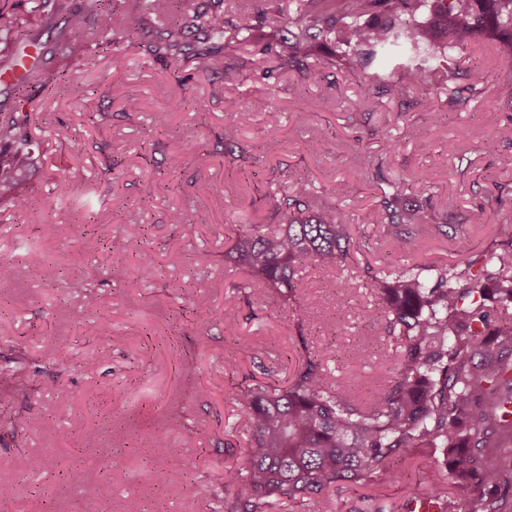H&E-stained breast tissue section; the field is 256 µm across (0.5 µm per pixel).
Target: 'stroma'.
Returning a JSON list of instances; mask_svg holds the SVG:
<instances>
[{
  "mask_svg": "<svg viewBox=\"0 0 512 512\" xmlns=\"http://www.w3.org/2000/svg\"><path fill=\"white\" fill-rule=\"evenodd\" d=\"M238 54L247 62L239 73L202 76L190 62L132 46L75 80L27 87L37 146L16 191L44 210L45 221L27 223L0 204V264L14 269L0 287V389L9 384L5 371L23 366L29 390L4 413L35 423L0 429V480L17 485L0 512H124L135 497L146 512H213L218 465L240 463L249 441L229 390L269 371L285 380L303 352L325 349L327 371L352 378L355 399L368 400L396 368L405 340L365 323V311L379 302L366 267L382 276L449 266L464 253L490 254L503 240L501 222L512 215V141L499 131L512 123V101L496 97L493 87L512 68L493 45L479 38L440 57L449 80L403 96L387 90L394 78L389 61H374L361 83L343 63L326 64L314 84L305 70H272L255 45L242 44ZM474 71L483 73V86L469 103L457 102L456 88ZM164 83L174 86L165 98L158 94ZM129 97L139 101L137 112L124 110ZM272 97L280 106L274 115L267 108ZM242 103L249 117L229 167L224 125L236 120ZM187 139L196 142L199 160L183 155ZM113 160L122 183L116 197L107 172ZM59 165L67 166L69 180L48 181ZM420 170L429 182L418 194L439 217L481 209L485 219L445 234L421 227L424 252H399L379 224L377 187ZM300 180L312 184L315 209L351 212L366 235L344 268L303 270L300 307L283 308L275 295L246 304L224 273V252L244 222L268 224L270 193ZM339 182L345 192L336 198L328 188ZM148 183L153 192L146 197ZM177 208L198 227L193 241L168 222ZM89 212L107 239L121 237L124 225L143 226L144 239L125 264L82 250ZM175 250L186 254L178 265L168 260ZM143 267L153 280L139 279ZM55 276L71 288L54 287ZM82 320L107 326L87 336L78 328ZM90 353L95 363L87 368ZM228 355L238 359V372L225 371ZM64 410L96 430L94 447L67 444ZM49 415L58 418L56 431L36 424ZM159 435L175 462L150 458ZM116 452L125 455L126 477L111 484L101 470ZM446 462L443 450L409 449L393 472L332 492L329 512H410L429 492L426 473L446 476Z\"/></svg>",
  "mask_w": 512,
  "mask_h": 512,
  "instance_id": "obj_1",
  "label": "stroma"
}]
</instances>
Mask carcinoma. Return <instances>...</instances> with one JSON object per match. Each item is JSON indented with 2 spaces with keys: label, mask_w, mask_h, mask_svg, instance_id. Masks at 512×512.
Listing matches in <instances>:
<instances>
[{
  "label": "carcinoma",
  "mask_w": 512,
  "mask_h": 512,
  "mask_svg": "<svg viewBox=\"0 0 512 512\" xmlns=\"http://www.w3.org/2000/svg\"><path fill=\"white\" fill-rule=\"evenodd\" d=\"M160 9L171 20L152 29L144 15ZM62 10L71 35L49 45L35 36L28 47L47 49L72 76L92 54L125 43H145L175 63L190 61L204 76L226 72L239 45L252 42L262 22L280 33V49H265L276 70L334 47L356 75L367 54L401 43L426 47V62L401 64L405 74L394 85L397 94L442 82L438 53L465 48L477 33L512 65V0H297L286 18L267 8L261 18L251 14L236 23L207 2L190 9L181 0H135L127 6L116 0H33L31 6L47 21ZM16 28L7 5H0V52H14ZM62 79L63 73L42 68L15 84L47 87ZM30 117L23 111L0 113V199L29 223L41 224L44 212L15 192L29 165ZM417 184H427L421 171L386 181L378 197L381 224L400 251L422 250L411 227L430 220L409 193ZM271 219L280 225L277 231L249 225L237 233L224 260L244 277L235 287L272 290L285 303L296 300L301 264H344L359 231L349 212L314 210L306 181L274 193ZM169 223L184 239L197 236V225L179 210L171 212ZM142 238L140 225H126L124 245L112 248V262L123 263ZM507 267L512 268V246L483 260L464 255L450 268H433L430 288L411 269L384 279L369 275L381 300L365 319L385 322L406 341L396 371L364 403L353 396V380L342 384L327 376L318 354L303 356L284 384L258 381L232 391L251 436L240 465L217 469L227 495L217 499L215 512H278L288 501L326 505L332 491L390 472L408 448L451 450L448 475L455 492L427 476L440 512H512V352L497 329L512 319Z\"/></svg>",
  "instance_id": "1"
}]
</instances>
